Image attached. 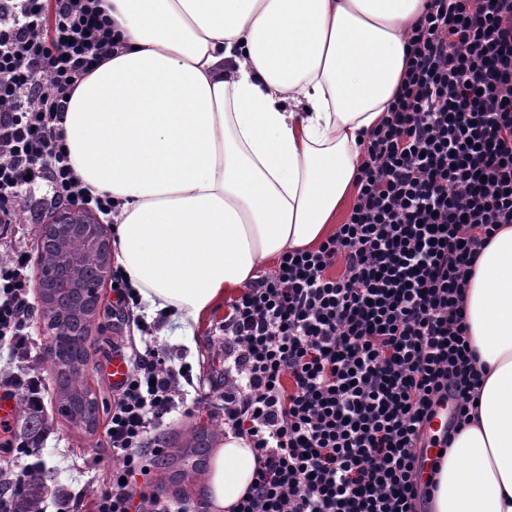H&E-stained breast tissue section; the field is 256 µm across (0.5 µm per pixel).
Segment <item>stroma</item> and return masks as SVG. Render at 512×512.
<instances>
[{
  "label": "stroma",
  "mask_w": 512,
  "mask_h": 512,
  "mask_svg": "<svg viewBox=\"0 0 512 512\" xmlns=\"http://www.w3.org/2000/svg\"><path fill=\"white\" fill-rule=\"evenodd\" d=\"M101 330L94 332V345L90 353L86 383L97 393L101 407H109L113 391L103 371L117 348L125 346L130 339L139 338L136 326L126 325L112 316L110 299L112 291L103 288ZM223 310H216L201 321L194 329L192 337L180 336L175 324H160L155 332L159 344L173 357L183 358L191 368L194 386L201 392H208L211 378L224 374V348L215 334L218 322L223 318ZM42 316L34 314L31 321V347L33 357L21 364L8 351L0 350V377L17 372L39 376L50 381L51 370L47 363V338L42 334ZM48 412L53 413V425L38 448L32 449L31 461H43L54 472L57 483L73 495L91 493L95 483L101 480L107 469L116 464L117 459L108 447L103 429L87 434L73 428L61 416L56 415L54 402H47ZM166 453L162 460H147V473L139 477L138 485L143 492H158L170 500L177 512H198L204 503L202 473L188 469L176 470L171 461L176 457L190 455L194 446V435H202L208 448L219 447L224 441V420L219 409L206 407L185 413H173L169 425L163 430Z\"/></svg>",
  "instance_id": "35a3bbf8"
}]
</instances>
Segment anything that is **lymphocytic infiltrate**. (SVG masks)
<instances>
[{"mask_svg":"<svg viewBox=\"0 0 512 512\" xmlns=\"http://www.w3.org/2000/svg\"><path fill=\"white\" fill-rule=\"evenodd\" d=\"M122 48L97 0H0V238L23 195L116 207L76 176L67 95ZM343 224L277 258L229 298L224 380L203 401L249 441L258 469L233 512H429L425 451L460 429L482 375L463 295L482 250L512 224V0H426L400 90L369 132ZM26 253L0 258V348L30 358ZM116 315L143 349L116 389L105 438L119 465L93 512H131L145 458L186 398L121 270ZM448 425L430 434L443 405Z\"/></svg>","mask_w":512,"mask_h":512,"instance_id":"f902f5d3","label":"lymphocytic infiltrate"}]
</instances>
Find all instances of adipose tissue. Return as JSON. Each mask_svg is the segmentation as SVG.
Listing matches in <instances>:
<instances>
[{
    "label": "adipose tissue",
    "mask_w": 512,
    "mask_h": 512,
    "mask_svg": "<svg viewBox=\"0 0 512 512\" xmlns=\"http://www.w3.org/2000/svg\"><path fill=\"white\" fill-rule=\"evenodd\" d=\"M124 43L73 93L75 173L116 200L115 260L148 319L192 334L229 289L335 230L424 0H101ZM486 376L434 476L435 512H512V225L466 290ZM256 467L226 436L204 477L228 512Z\"/></svg>",
    "instance_id": "ef3b65f1"
}]
</instances>
